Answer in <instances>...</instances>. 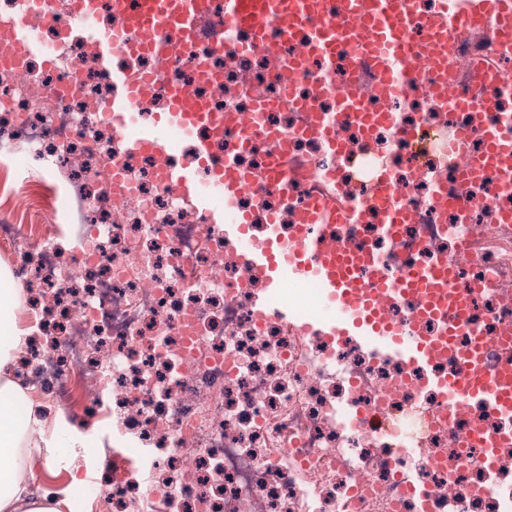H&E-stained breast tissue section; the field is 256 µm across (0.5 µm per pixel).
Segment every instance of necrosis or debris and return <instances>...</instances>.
I'll return each mask as SVG.
<instances>
[{
  "mask_svg": "<svg viewBox=\"0 0 512 512\" xmlns=\"http://www.w3.org/2000/svg\"><path fill=\"white\" fill-rule=\"evenodd\" d=\"M241 39L231 29L223 53L190 51L221 79L212 104L233 114L239 131L255 133L259 118L243 81L273 101L293 94L327 117L352 88L357 49L327 70L315 57L297 64L293 45L244 52ZM478 46L492 51L497 75L467 89ZM65 53L75 71L39 61L18 71L0 61V162L24 158L62 186L36 224L18 221L0 200V251L13 256L31 310L18 364L51 378L48 411L77 396L89 413L112 416V475L86 483L82 497L104 499L112 512H424L427 492L437 495L438 512H512V442L498 448L493 468L479 447L460 448L474 428L512 430V417L471 401L448 408L424 388L420 370L375 358L363 337L328 335L317 284L271 292L246 251L156 179L151 158L119 150L96 108L105 79L80 42ZM393 71L398 91L365 99L385 120L369 129L353 116L338 121L340 152L300 131L296 112L260 116L287 134L307 169L260 192L241 185L229 204L251 215L252 237L262 238L272 214L290 237L306 221L314 188L329 183L355 208L351 223L334 227L337 247L369 249L387 272L400 242L410 265H457L473 298L471 322L494 338L512 324V172L481 170L482 127L451 100L468 90L512 137V38L481 27L470 39L450 36L448 61L437 69L400 56ZM71 82L76 92L56 104L31 93ZM466 124V148L449 152ZM234 133L216 152L262 175L267 140L257 135L244 150ZM113 166L130 190L111 177ZM381 171L409 214L394 234L376 203ZM451 198L466 207H449ZM261 300L271 307L263 318L253 312ZM281 305L311 331L280 320ZM406 479L419 495L403 492Z\"/></svg>",
  "mask_w": 512,
  "mask_h": 512,
  "instance_id": "4bbe7bcc",
  "label": "necrosis or debris"
}]
</instances>
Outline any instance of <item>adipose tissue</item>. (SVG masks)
I'll return each instance as SVG.
<instances>
[{"label":"adipose tissue","mask_w":512,"mask_h":512,"mask_svg":"<svg viewBox=\"0 0 512 512\" xmlns=\"http://www.w3.org/2000/svg\"><path fill=\"white\" fill-rule=\"evenodd\" d=\"M19 290L12 272L0 268V512H62L69 504L68 489L47 491L35 496L28 479L36 460L33 449L45 448L47 470L65 468L76 472L78 459L87 457L95 441L97 426L86 419H48L41 402L30 398L17 382L15 363L27 346V330L19 328L14 311ZM22 402L25 416H16L15 402Z\"/></svg>","instance_id":"ef3b65f1"}]
</instances>
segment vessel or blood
I'll return each instance as SVG.
<instances>
[{
    "mask_svg": "<svg viewBox=\"0 0 512 512\" xmlns=\"http://www.w3.org/2000/svg\"><path fill=\"white\" fill-rule=\"evenodd\" d=\"M108 12L118 22L106 27L101 19ZM358 13L364 14L378 44L362 57L355 76L361 82H392L388 61L407 51L413 24L410 0H224L219 9L211 0H16L13 17L0 20V55L19 68L35 59L50 68H68L72 62L61 50L70 41H80L110 86L101 111L117 133L120 149L153 158L159 181L174 186L192 208L221 229L227 241L249 249L252 264L268 271L272 287H287L302 276L315 279L322 289L319 305L330 317L334 334L365 332L377 355L426 371V386L443 392L447 403L477 399L491 412L510 414L512 362L487 372V348L478 338L467 352V375H436L430 367L447 360L451 334L423 336L386 315L383 301L396 292L415 298L417 317L451 312L464 320L466 302L452 264L410 269L372 287L361 273L374 269L375 261L359 253L337 252L328 224L298 225L291 245L272 215L264 239L253 242L248 234L250 215L224 211L225 194L250 176L214 153L216 141L224 137L223 113L212 109L207 96L191 93L169 77L188 46L206 44L223 50L230 27L243 33V48L299 40L304 54L333 64L350 40V20ZM487 16L500 35H512V0H484L479 13L471 0H454L451 15H439L424 41L435 46L448 30L478 27ZM147 54L155 59L152 69L126 66V59ZM160 87L165 90L164 107L152 119H144L143 107ZM483 130L486 158L512 150V140L504 139L499 123L485 121ZM272 152L274 163L264 174L266 180L302 170L287 142L273 144ZM311 207L329 214L331 222L347 221L350 214L346 202L325 184L314 191Z\"/></svg>",
    "mask_w": 512,
    "mask_h": 512,
    "instance_id": "b4317fda",
    "label": "vessel or blood"
}]
</instances>
